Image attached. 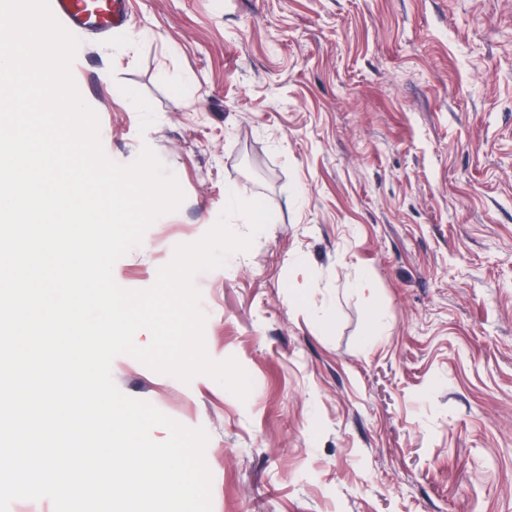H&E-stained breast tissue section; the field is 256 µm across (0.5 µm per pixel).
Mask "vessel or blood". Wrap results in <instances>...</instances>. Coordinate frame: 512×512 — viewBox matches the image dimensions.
Returning a JSON list of instances; mask_svg holds the SVG:
<instances>
[{"mask_svg": "<svg viewBox=\"0 0 512 512\" xmlns=\"http://www.w3.org/2000/svg\"><path fill=\"white\" fill-rule=\"evenodd\" d=\"M57 20L75 36L125 31L127 17L117 0H50Z\"/></svg>", "mask_w": 512, "mask_h": 512, "instance_id": "vessel-or-blood-1", "label": "vessel or blood"}]
</instances>
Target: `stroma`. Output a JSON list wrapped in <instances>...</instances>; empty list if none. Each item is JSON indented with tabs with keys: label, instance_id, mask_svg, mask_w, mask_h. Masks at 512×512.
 I'll return each mask as SVG.
<instances>
[{
	"label": "stroma",
	"instance_id": "obj_1",
	"mask_svg": "<svg viewBox=\"0 0 512 512\" xmlns=\"http://www.w3.org/2000/svg\"><path fill=\"white\" fill-rule=\"evenodd\" d=\"M125 3L72 75L107 156L150 147L185 200L115 282L228 191L272 220L194 279L247 400L128 355L116 386L206 430L212 512H512V0Z\"/></svg>",
	"mask_w": 512,
	"mask_h": 512
}]
</instances>
